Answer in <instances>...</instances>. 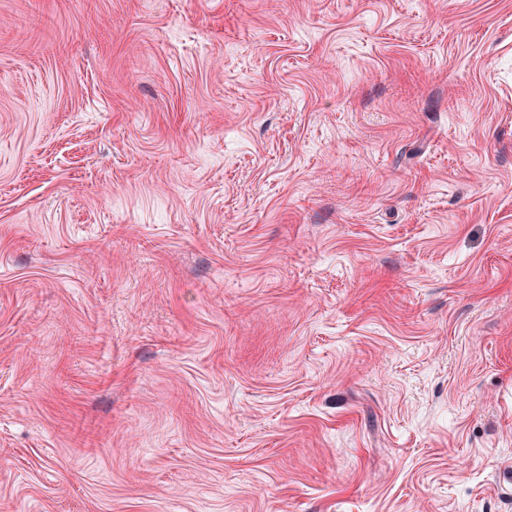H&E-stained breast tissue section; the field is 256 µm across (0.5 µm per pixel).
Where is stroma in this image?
<instances>
[{"instance_id": "35a3bbf8", "label": "stroma", "mask_w": 512, "mask_h": 512, "mask_svg": "<svg viewBox=\"0 0 512 512\" xmlns=\"http://www.w3.org/2000/svg\"><path fill=\"white\" fill-rule=\"evenodd\" d=\"M0 512H512V0H0Z\"/></svg>"}]
</instances>
